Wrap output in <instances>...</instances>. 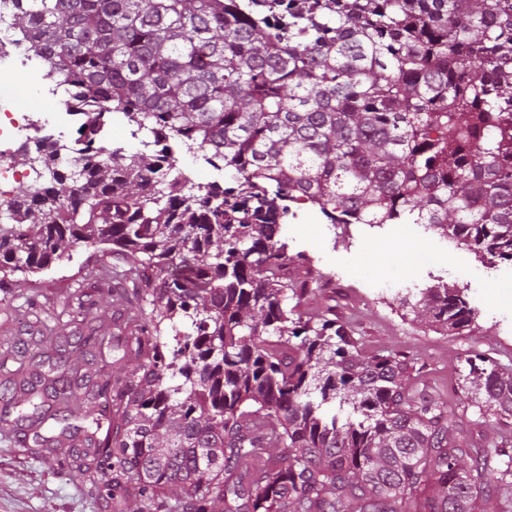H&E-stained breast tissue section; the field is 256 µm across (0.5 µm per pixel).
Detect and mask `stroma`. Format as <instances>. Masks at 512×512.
Segmentation results:
<instances>
[{"mask_svg": "<svg viewBox=\"0 0 512 512\" xmlns=\"http://www.w3.org/2000/svg\"><path fill=\"white\" fill-rule=\"evenodd\" d=\"M20 106L42 112L48 133L62 131L54 106L40 96L38 80L21 75L5 81ZM288 252L302 255L293 277L313 288L304 300L310 313L331 311L350 322L367 353L407 351L428 384L451 390L470 350L512 371V263L489 264L434 232L401 224L347 227L329 223L318 207L294 203L286 219ZM92 248L76 247L50 270L0 279V321L67 322L80 301L95 303L105 333L115 330L110 300L95 285ZM438 283L463 293L475 313L468 330L449 335L414 318L399 299ZM0 512H109L89 475L70 472L56 459L17 444L0 431Z\"/></svg>", "mask_w": 512, "mask_h": 512, "instance_id": "35a3bbf8", "label": "stroma"}]
</instances>
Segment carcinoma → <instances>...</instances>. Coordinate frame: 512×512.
I'll return each mask as SVG.
<instances>
[{
  "label": "carcinoma",
  "instance_id": "carcinoma-1",
  "mask_svg": "<svg viewBox=\"0 0 512 512\" xmlns=\"http://www.w3.org/2000/svg\"><path fill=\"white\" fill-rule=\"evenodd\" d=\"M14 2L86 140L0 203V272L84 244L130 258L112 281L134 288L107 289L124 321L103 381L89 309L40 328L37 361L0 336L9 432L46 426L37 452L95 470L112 512H512V372L474 350L448 395L410 353L362 352L302 309L282 240L301 195L332 224H422L512 262V0ZM115 114L158 149L97 143ZM173 142L235 185L172 174ZM404 304L474 321L446 284Z\"/></svg>",
  "mask_w": 512,
  "mask_h": 512
}]
</instances>
